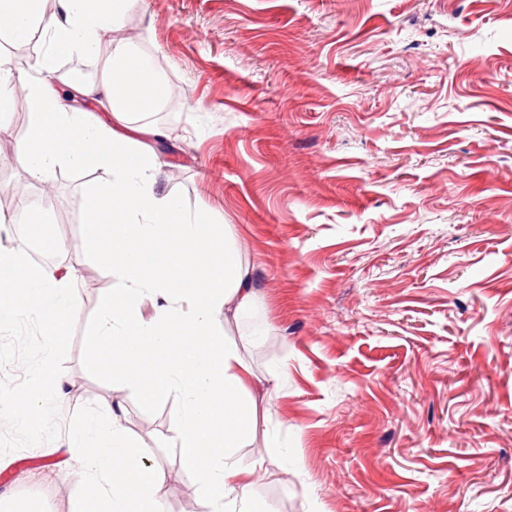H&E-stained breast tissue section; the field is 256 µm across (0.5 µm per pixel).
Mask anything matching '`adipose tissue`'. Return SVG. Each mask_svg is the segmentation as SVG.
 Masks as SVG:
<instances>
[{"mask_svg": "<svg viewBox=\"0 0 512 512\" xmlns=\"http://www.w3.org/2000/svg\"><path fill=\"white\" fill-rule=\"evenodd\" d=\"M58 3L59 14L48 19L43 0H0L1 33L25 41L43 30L48 51L35 62L37 74L51 71L57 59L92 56L103 41H113L114 0ZM113 43L103 80L77 87L84 98L107 99L108 121L66 105L37 74L17 75L0 63V112L9 109L10 84L20 85L31 104L16 162L38 182L63 166L111 170V181L91 194L84 213L86 247L113 280L99 299L89 356L113 379L138 389L145 403L180 401L172 442L198 476L208 512H268L252 496V466L236 457L256 425L249 370L215 326L221 313L254 307L255 283L206 214L159 191L153 149L120 133L129 119L160 106L168 88L139 55ZM147 301L155 308L149 318L141 310ZM69 450L94 486L81 512H161L167 472L147 463L144 443L112 407L71 430Z\"/></svg>", "mask_w": 512, "mask_h": 512, "instance_id": "1", "label": "adipose tissue"}]
</instances>
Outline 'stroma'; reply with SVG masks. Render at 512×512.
<instances>
[{
    "mask_svg": "<svg viewBox=\"0 0 512 512\" xmlns=\"http://www.w3.org/2000/svg\"><path fill=\"white\" fill-rule=\"evenodd\" d=\"M114 38L172 89L138 118L174 149L160 191L209 215L260 290L217 324L270 381L237 452L255 499L512 512V0H132ZM110 55L58 59L54 87L76 62L100 81ZM111 178L51 173L59 238L86 240ZM60 261L80 304L60 434L0 456V512H78L67 436L108 403L166 469L165 512H206L169 443L180 403L144 404L88 357L111 278L83 246Z\"/></svg>",
    "mask_w": 512,
    "mask_h": 512,
    "instance_id": "1",
    "label": "stroma"
}]
</instances>
